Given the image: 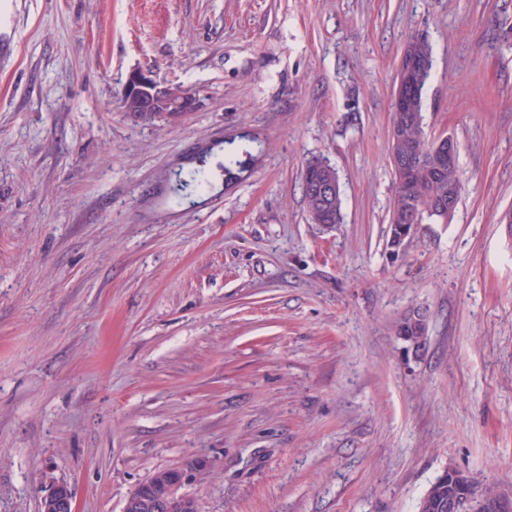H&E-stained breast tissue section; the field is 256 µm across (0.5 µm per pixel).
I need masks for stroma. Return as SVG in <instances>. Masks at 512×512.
<instances>
[{
    "instance_id": "35a3bbf8",
    "label": "stroma",
    "mask_w": 512,
    "mask_h": 512,
    "mask_svg": "<svg viewBox=\"0 0 512 512\" xmlns=\"http://www.w3.org/2000/svg\"><path fill=\"white\" fill-rule=\"evenodd\" d=\"M0 512H122L196 458L198 512H418L449 466L512 494V0H0ZM433 67L450 223L391 250L395 78ZM195 92L129 121L130 71ZM249 134L225 181L217 148ZM215 188L175 203L199 156ZM337 172L312 223L309 161ZM420 309L408 355L393 326ZM306 172L312 194L305 184H303V196L312 222L315 224H328L326 227L339 224L341 217V197L339 189L337 193L334 194V191H336L338 187L336 176H334L331 170L321 166L310 167ZM312 195L321 200L333 197L323 203H318V200ZM319 212L324 216L322 222H319ZM41 512H77L72 488L64 482L53 484L41 501Z\"/></svg>"
}]
</instances>
